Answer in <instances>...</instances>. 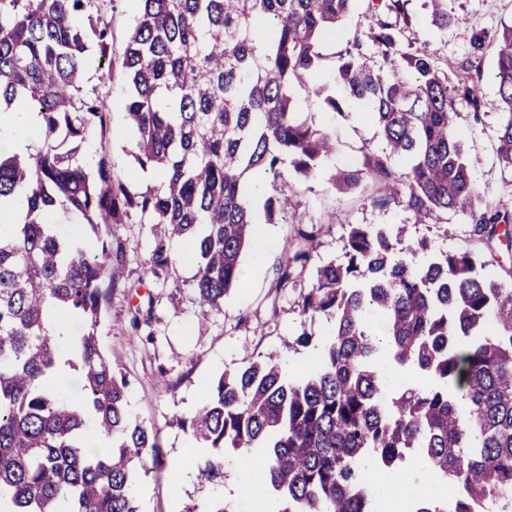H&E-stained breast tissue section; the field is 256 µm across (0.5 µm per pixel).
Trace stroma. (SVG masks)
<instances>
[{"instance_id":"obj_1","label":"stroma","mask_w":512,"mask_h":512,"mask_svg":"<svg viewBox=\"0 0 512 512\" xmlns=\"http://www.w3.org/2000/svg\"><path fill=\"white\" fill-rule=\"evenodd\" d=\"M95 2L101 19L112 31L108 53L112 61L111 79L101 83V56L94 47L88 53L82 87L87 91L99 86L105 88L111 104L110 124L115 132L109 145L111 162L131 189L140 191L152 185L153 180L129 153L131 132L124 108L126 85L121 68L125 43L136 23L138 0ZM406 12L410 23L408 35L416 47L433 54L453 71L468 56L473 27L495 32L512 22V0H448L451 21L444 30L432 25L428 0H406ZM374 22V15L361 7L348 14L335 32L321 38L319 78L330 92L338 90L334 75L339 56L356 33ZM481 69L477 92L486 107L477 117L472 116L469 108H462L458 134L471 160L476 186L486 201L494 205L502 197L506 182L512 181V170L503 167L496 155L499 114L492 107L498 90L493 59L485 58ZM296 100L303 119L326 128L336 141L334 155L314 176L292 178V213L268 227L282 245L293 232L294 214H302L309 223L320 225L321 233L303 275V286H310L316 268L323 263L345 261V241L353 224L390 229L402 226L407 237L428 238L432 254L470 249L482 257L493 273L512 269V236H497L493 245L487 246L470 237L471 226L465 216L444 215L440 220L419 224L402 200L384 206L375 204L371 183H363L351 192L335 188L332 174L361 166L367 155L381 151L382 133L355 107L337 114L306 94H297ZM114 231L127 245V277L112 290L100 343L113 367L129 381L127 400L131 416L153 429L165 461L163 467L151 470L141 480L138 502L142 512H182L188 503L218 498L237 512H260L261 507L253 496L226 493L229 486L252 484L258 476L255 469L232 462L225 465L224 480L219 484L202 487L194 482H180L179 469L194 470L196 463L182 456L183 448L192 438L177 426L175 419L196 407L203 385L240 367L245 356L273 355L290 374L306 371L329 334V323L322 320L303 325L297 307L298 290H275L277 251L259 258L251 246H244L241 263L246 268L257 266V274L243 278L228 292L222 311L205 314L190 288L196 268L184 257V240L172 241L176 262L168 276L159 279L148 272L154 246L152 225L120 224ZM138 306L150 308L151 322L135 330L130 318ZM304 330L313 335L310 346H295L296 336Z\"/></svg>"}]
</instances>
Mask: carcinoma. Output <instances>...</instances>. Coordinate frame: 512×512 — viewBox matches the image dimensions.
Returning <instances> with one entry per match:
<instances>
[{"label":"carcinoma","instance_id":"cac0c4a2","mask_svg":"<svg viewBox=\"0 0 512 512\" xmlns=\"http://www.w3.org/2000/svg\"><path fill=\"white\" fill-rule=\"evenodd\" d=\"M122 57L130 92L132 154L161 182L133 192L106 149L87 170L79 151L95 132L106 139V99L81 93L89 45L106 57L109 28L88 12L92 0H0V113L19 106L42 117L40 145L25 154L0 149V201L22 197L23 223L0 228V503L5 512H141L131 485L155 455L156 436L127 409L128 380L99 342L109 289L123 276L127 249L112 225L135 216L155 226L150 273H169L166 238L189 242L192 290L204 312H219L240 282V256L254 236L241 189L244 176L271 175L279 193L265 202L276 223L288 205V175H314L335 150L328 131L295 112L294 89L341 112L366 108L385 147L360 168L333 178L341 190L364 181L374 202L402 197L418 221L462 214L471 235L489 244L512 224L508 204H486L457 135L458 105L479 119L485 103L474 76L492 56L499 78V161L512 170V25L489 35L473 29L467 64L448 76L435 56L404 38V0H139ZM377 20L353 47H373L377 68L351 51L340 56L327 93L317 71L318 41L359 3ZM432 23L448 27V0H431ZM87 13V25L75 23ZM400 157L407 170L397 172ZM76 217L100 247L62 235L52 217ZM278 258L276 288L296 285L316 229L297 220ZM427 239L407 241L352 224L347 262H329L300 294L301 315L332 331L313 369L288 376L271 357L247 358L203 391L178 420L213 453L197 461L198 479L223 477L228 452H262L258 493L275 512H405L376 506L386 475L411 456L438 484L458 491L453 512H512V271L485 273L469 249L414 264ZM64 315L85 322L80 336L57 329ZM387 356L426 377L396 387ZM80 372L83 397L55 381L60 361ZM94 425L110 451L86 450ZM184 512H237L215 499Z\"/></svg>","mask_w":512,"mask_h":512}]
</instances>
